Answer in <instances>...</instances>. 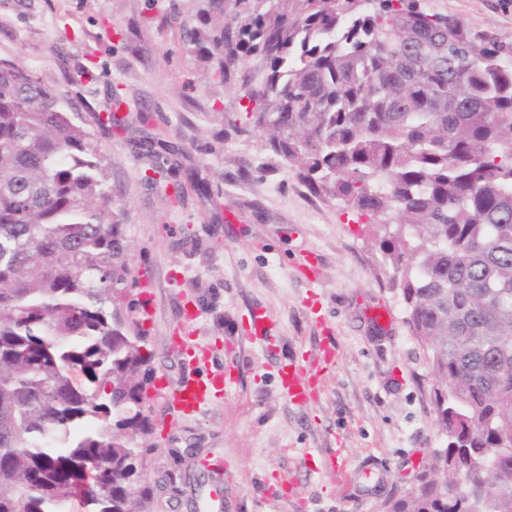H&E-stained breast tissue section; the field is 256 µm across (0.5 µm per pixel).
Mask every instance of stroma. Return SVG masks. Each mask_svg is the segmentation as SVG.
Returning <instances> with one entry per match:
<instances>
[{"label":"stroma","mask_w":512,"mask_h":512,"mask_svg":"<svg viewBox=\"0 0 512 512\" xmlns=\"http://www.w3.org/2000/svg\"><path fill=\"white\" fill-rule=\"evenodd\" d=\"M423 3L512 38V0ZM199 23L194 0H0V58L37 70L76 109L132 244L126 300L153 353L149 510L200 512L220 488L210 512H386L445 445L426 347L405 323L376 226L312 194L261 138L226 129L240 93L183 43L182 26ZM113 91L123 132L95 115ZM143 131L176 148L182 199L145 180ZM313 258L308 279L299 269ZM187 302L198 309L187 343L208 349L206 372L235 364L238 382L181 417L168 394L184 370L172 336ZM377 306L388 325L369 320ZM258 307L272 341L246 333ZM325 336L337 362L317 400L296 406L278 367ZM367 464L382 483L357 479Z\"/></svg>","instance_id":"stroma-1"}]
</instances>
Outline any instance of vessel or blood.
<instances>
[{"mask_svg":"<svg viewBox=\"0 0 512 512\" xmlns=\"http://www.w3.org/2000/svg\"><path fill=\"white\" fill-rule=\"evenodd\" d=\"M337 347L331 337H324L315 356L282 364L278 375L283 393L289 401L302 405L311 396L322 376L336 362ZM185 361L191 369L190 375L172 389V405L175 411L191 414L207 404L216 393L232 386L231 373L219 372L209 377L195 376L194 371L207 361L202 350L186 352Z\"/></svg>","mask_w":512,"mask_h":512,"instance_id":"obj_1","label":"vessel or blood"}]
</instances>
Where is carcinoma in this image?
I'll use <instances>...</instances> for the list:
<instances>
[{"instance_id": "carcinoma-1", "label": "carcinoma", "mask_w": 512, "mask_h": 512, "mask_svg": "<svg viewBox=\"0 0 512 512\" xmlns=\"http://www.w3.org/2000/svg\"><path fill=\"white\" fill-rule=\"evenodd\" d=\"M187 41L241 135L381 225L446 438L387 512H512V38L421 0H197ZM261 65L260 80L243 70ZM153 184L174 146L140 139ZM99 150L36 71L0 64V512H147L152 354Z\"/></svg>"}]
</instances>
